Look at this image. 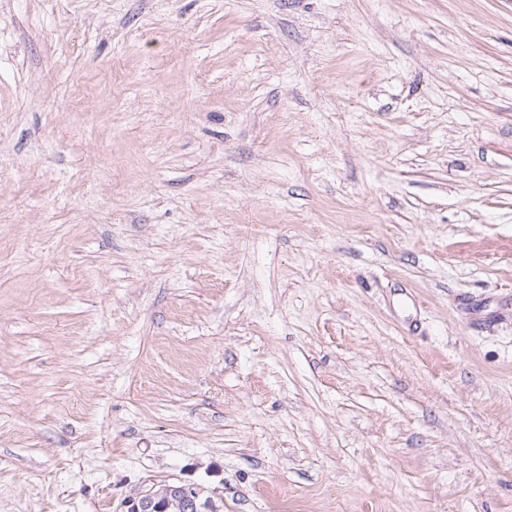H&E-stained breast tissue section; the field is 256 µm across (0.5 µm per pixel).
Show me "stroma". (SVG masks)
Wrapping results in <instances>:
<instances>
[{"instance_id": "1", "label": "stroma", "mask_w": 512, "mask_h": 512, "mask_svg": "<svg viewBox=\"0 0 512 512\" xmlns=\"http://www.w3.org/2000/svg\"><path fill=\"white\" fill-rule=\"evenodd\" d=\"M512 512V0H0V512ZM204 488L194 482L161 481L133 488L122 502V512H220L212 497H202Z\"/></svg>"}]
</instances>
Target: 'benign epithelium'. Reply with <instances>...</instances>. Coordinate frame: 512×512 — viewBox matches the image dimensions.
Here are the masks:
<instances>
[{
    "mask_svg": "<svg viewBox=\"0 0 512 512\" xmlns=\"http://www.w3.org/2000/svg\"><path fill=\"white\" fill-rule=\"evenodd\" d=\"M203 493L194 482H154L133 488L122 502V512H221L223 505Z\"/></svg>",
    "mask_w": 512,
    "mask_h": 512,
    "instance_id": "benign-epithelium-1",
    "label": "benign epithelium"
}]
</instances>
